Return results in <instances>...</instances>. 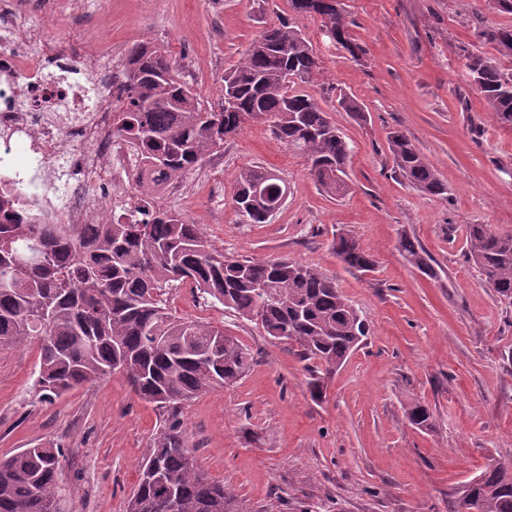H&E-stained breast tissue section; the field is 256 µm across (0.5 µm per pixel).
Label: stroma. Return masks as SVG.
<instances>
[{
	"mask_svg": "<svg viewBox=\"0 0 512 512\" xmlns=\"http://www.w3.org/2000/svg\"><path fill=\"white\" fill-rule=\"evenodd\" d=\"M364 49L351 58L319 20L297 16L289 0H21L20 22L56 46L50 72L81 60L92 44L126 54L162 45L204 107L220 104L224 75L265 27L289 22L310 40L319 67L297 91L313 97L353 152L345 195L326 193L304 160L252 123L188 177L187 196L167 200L205 240L236 259H292L340 285L370 334L312 397L314 362L293 343L267 336L255 320L175 284L176 316L236 336L253 363L236 385L182 408L183 437L209 479L251 512H452L457 490L492 455L512 461V305L486 288L467 261V227L512 231V130L501 128L474 89L464 51L490 52L480 27L512 26L488 0H343ZM357 99L364 118L338 106ZM399 131L448 186L444 199L420 193L394 168L388 137ZM259 165L288 185L265 224H245L233 205L235 178ZM350 233L375 260L347 268L335 234ZM416 237L437 271L430 278L398 250ZM39 351L0 347V456L50 442L61 448L63 512H126L139 467L165 413L115 374L65 394L33 389ZM427 404L434 426H411L403 407Z\"/></svg>",
	"mask_w": 512,
	"mask_h": 512,
	"instance_id": "1",
	"label": "stroma"
}]
</instances>
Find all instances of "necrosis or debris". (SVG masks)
I'll use <instances>...</instances> for the list:
<instances>
[{
	"mask_svg": "<svg viewBox=\"0 0 512 512\" xmlns=\"http://www.w3.org/2000/svg\"><path fill=\"white\" fill-rule=\"evenodd\" d=\"M49 43L19 28L13 0H0V167L14 169L32 187L31 197L52 224H95L91 187L113 191L111 205L132 206L126 186L146 173L112 133L111 92L100 71L111 50L84 56V80L55 79L44 72ZM25 134L29 154L17 162L14 134Z\"/></svg>",
	"mask_w": 512,
	"mask_h": 512,
	"instance_id": "obj_1",
	"label": "necrosis or debris"
}]
</instances>
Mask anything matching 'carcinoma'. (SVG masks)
Segmentation results:
<instances>
[{"instance_id": "cac0c4a2", "label": "carcinoma", "mask_w": 512, "mask_h": 512, "mask_svg": "<svg viewBox=\"0 0 512 512\" xmlns=\"http://www.w3.org/2000/svg\"><path fill=\"white\" fill-rule=\"evenodd\" d=\"M302 17L332 29L331 41L351 57L362 54L352 38L342 0H290ZM482 41L499 57L466 55L471 81L488 112L512 129V27L486 28ZM318 68L313 45L296 25L265 28L225 74L220 111L208 112L196 90L183 81L162 47L141 43L127 53L117 83L112 133L129 144L152 173L182 180L203 159L224 148L226 134L239 135L249 122L267 123L275 138L296 152L328 193L349 185L343 166L352 148L313 98L288 91ZM389 148L396 168L419 191L439 198L447 186L403 133ZM284 180L257 165L235 180L234 202L245 224H264L263 210L247 206L258 186L277 191ZM38 239L40 261L20 265L25 245ZM469 262L494 295L512 304V234L486 224L468 227ZM336 257L347 267L370 271L373 257L347 233L333 237ZM405 260L423 274L437 275L420 242L407 234L399 242ZM0 346L36 344L34 381L41 397L60 395L118 373L136 396L168 412L141 464L127 512H249L243 500L210 481L184 442L182 405L211 389L236 384L253 356L236 337L198 321H186L166 307L174 283L190 282L238 318L256 320L272 338L301 348L304 358L325 370L341 366L369 334V325L317 268L290 259L236 260L210 247L198 225L160 204L155 188L142 187L130 209H113L109 220L88 228L46 224L19 182L0 179ZM405 417L418 429L432 427L430 408L413 401ZM60 451L52 443L0 457V512H61ZM477 512H512V462L486 458L478 474L459 489Z\"/></svg>"}]
</instances>
